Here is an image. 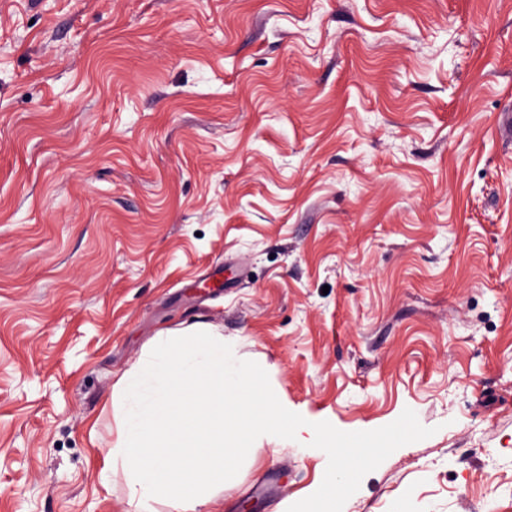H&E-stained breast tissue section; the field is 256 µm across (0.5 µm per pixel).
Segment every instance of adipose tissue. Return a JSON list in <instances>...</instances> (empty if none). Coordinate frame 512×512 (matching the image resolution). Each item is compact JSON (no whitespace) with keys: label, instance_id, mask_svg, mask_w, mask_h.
Masks as SVG:
<instances>
[{"label":"adipose tissue","instance_id":"1","mask_svg":"<svg viewBox=\"0 0 512 512\" xmlns=\"http://www.w3.org/2000/svg\"><path fill=\"white\" fill-rule=\"evenodd\" d=\"M112 416L104 466L123 480L131 512H224L238 461L295 424L262 371L204 323L156 333L113 388Z\"/></svg>","mask_w":512,"mask_h":512}]
</instances>
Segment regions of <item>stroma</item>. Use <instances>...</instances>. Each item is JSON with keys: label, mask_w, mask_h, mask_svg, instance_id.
I'll use <instances>...</instances> for the list:
<instances>
[{"label": "stroma", "mask_w": 512, "mask_h": 512, "mask_svg": "<svg viewBox=\"0 0 512 512\" xmlns=\"http://www.w3.org/2000/svg\"><path fill=\"white\" fill-rule=\"evenodd\" d=\"M512 0H0V512H129L112 388L217 328L301 427L224 512H512ZM414 429L403 446L391 427ZM321 434L328 436V442L334 443V446L336 447V443L338 447H347V448H359L362 446H359L356 444L357 442L362 441L363 439L361 437H351V438H339L336 440V434L335 438H332L325 429H321ZM335 447H326L323 448L325 454L330 457L333 460V465L327 472V475L325 477L324 483L321 488V495L323 499L326 502L330 503H336V491L341 489V486L345 485L347 483V477L342 480V476L344 473L347 472L346 465L341 461L336 453Z\"/></svg>", "instance_id": "1"}]
</instances>
